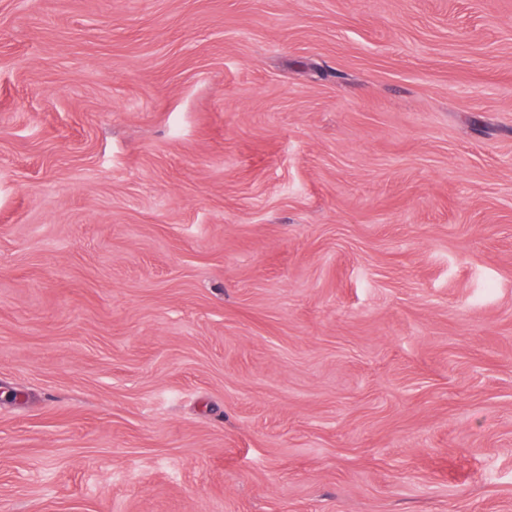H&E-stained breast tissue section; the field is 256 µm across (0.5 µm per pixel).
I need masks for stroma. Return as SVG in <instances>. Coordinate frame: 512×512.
Returning <instances> with one entry per match:
<instances>
[{
	"mask_svg": "<svg viewBox=\"0 0 512 512\" xmlns=\"http://www.w3.org/2000/svg\"><path fill=\"white\" fill-rule=\"evenodd\" d=\"M0 512H512V0H0Z\"/></svg>",
	"mask_w": 512,
	"mask_h": 512,
	"instance_id": "1",
	"label": "stroma"
}]
</instances>
